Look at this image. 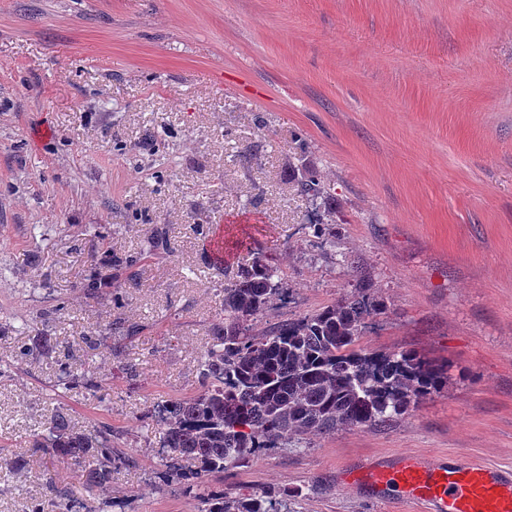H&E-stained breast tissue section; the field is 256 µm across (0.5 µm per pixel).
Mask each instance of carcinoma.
<instances>
[{
    "label": "carcinoma",
    "mask_w": 512,
    "mask_h": 512,
    "mask_svg": "<svg viewBox=\"0 0 512 512\" xmlns=\"http://www.w3.org/2000/svg\"><path fill=\"white\" fill-rule=\"evenodd\" d=\"M298 193L316 202L329 192L317 176L297 181ZM355 289L322 309L258 331L256 319L290 297L274 256L256 252L224 285V323L216 344L198 361L202 390L189 398L165 400L150 409L159 445L171 454L165 474L182 477L178 460L198 490V512H278L294 495L286 488L228 496L211 486L224 472L245 466L268 448L303 443L311 433L340 428H381L401 419L424 397L448 385V365L410 350L373 351L359 346L369 320L387 313L384 299L350 262ZM59 385L95 392L100 381L80 360L60 364ZM35 447L56 461L82 466L87 484L103 490L112 483L116 460L112 428L87 433L56 413Z\"/></svg>",
    "instance_id": "cac0c4a2"
}]
</instances>
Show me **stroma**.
Instances as JSON below:
<instances>
[{"mask_svg":"<svg viewBox=\"0 0 512 512\" xmlns=\"http://www.w3.org/2000/svg\"><path fill=\"white\" fill-rule=\"evenodd\" d=\"M308 173L334 198L321 238ZM259 249L293 298L257 328L352 291L355 257L389 305L362 346L447 363L448 384L387 427L264 450L225 493L427 512L347 478L401 457L512 470V0H0V512L59 490L198 512L163 483L148 412L198 393L225 275ZM115 321L127 335L86 346ZM68 352L97 392L57 393ZM59 407L112 427L127 464L107 490L35 447Z\"/></svg>","mask_w":512,"mask_h":512,"instance_id":"35a3bbf8","label":"stroma"}]
</instances>
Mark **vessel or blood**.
<instances>
[{"instance_id":"vessel-or-blood-1","label":"vessel or blood","mask_w":512,"mask_h":512,"mask_svg":"<svg viewBox=\"0 0 512 512\" xmlns=\"http://www.w3.org/2000/svg\"><path fill=\"white\" fill-rule=\"evenodd\" d=\"M365 480L379 491L396 487L434 512H512V471L400 459L366 471Z\"/></svg>"}]
</instances>
